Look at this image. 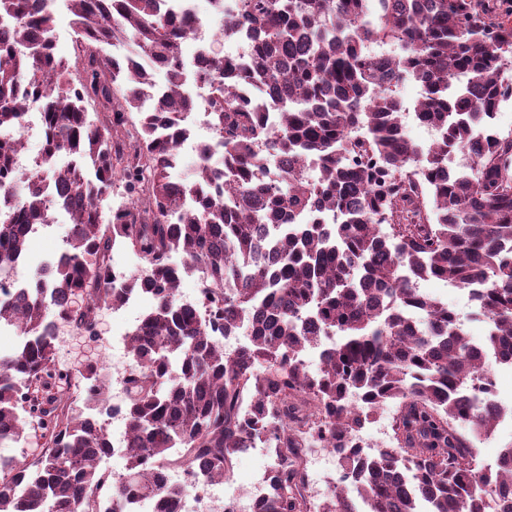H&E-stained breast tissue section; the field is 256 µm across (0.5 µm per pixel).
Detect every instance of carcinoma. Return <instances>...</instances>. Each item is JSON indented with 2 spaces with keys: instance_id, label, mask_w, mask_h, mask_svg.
<instances>
[{
  "instance_id": "carcinoma-1",
  "label": "carcinoma",
  "mask_w": 512,
  "mask_h": 512,
  "mask_svg": "<svg viewBox=\"0 0 512 512\" xmlns=\"http://www.w3.org/2000/svg\"><path fill=\"white\" fill-rule=\"evenodd\" d=\"M67 2L80 47L98 50L73 65L55 55L45 0H0V16L17 20L0 29V194L27 184L0 211V275L17 274L24 226L53 223L42 170L15 165L32 96L44 102V160L69 157L52 173L69 207L68 248L33 287L0 296V328L19 336L0 355V446L42 439L29 460L0 456V512H127L133 495L174 512L193 484H166L163 470L185 469L194 484L228 479L251 441L276 458L262 512H359L358 501L367 512H512V446L480 467L461 433L487 435L506 414L478 350L512 360V136L480 141L475 117L493 119L512 64V25L498 5L241 0L224 33L251 38L249 59L209 47L224 167L209 165L202 144L182 182L173 142L190 106L181 54L191 21L162 0ZM117 42L151 68L106 55ZM386 42L400 52L370 50ZM407 77L421 87L416 119L435 132L425 150L404 136L395 88ZM118 82L125 92L109 119H90L85 102L113 101ZM130 112L139 125L126 155ZM271 158L274 187L255 180ZM417 168L424 179L407 176ZM117 179L129 204L106 222ZM118 243L143 266L115 284ZM174 254L206 287V323L179 303ZM429 278L468 291L490 323L483 343L420 291ZM134 292L156 306L129 333L131 450L116 475L100 465L111 453L112 406L96 397L103 361L59 386L70 374L57 367L54 327L93 336L98 312ZM217 326L248 343L225 353ZM330 333L336 344L311 374L304 355ZM387 403L397 404L394 446L336 445ZM315 434L336 446L346 478L320 503L304 455Z\"/></svg>"
}]
</instances>
